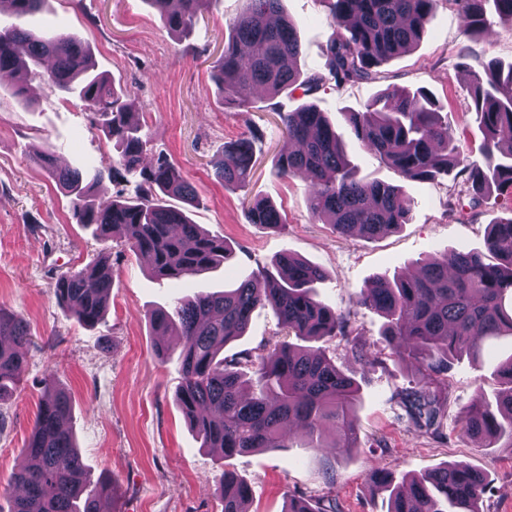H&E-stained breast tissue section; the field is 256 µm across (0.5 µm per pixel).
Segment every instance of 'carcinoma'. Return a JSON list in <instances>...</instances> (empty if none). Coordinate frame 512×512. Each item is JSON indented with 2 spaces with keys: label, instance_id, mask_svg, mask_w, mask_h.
Here are the masks:
<instances>
[{
  "label": "carcinoma",
  "instance_id": "cac0c4a2",
  "mask_svg": "<svg viewBox=\"0 0 512 512\" xmlns=\"http://www.w3.org/2000/svg\"><path fill=\"white\" fill-rule=\"evenodd\" d=\"M14 16L41 10L45 0H7ZM162 12L167 27L186 32L217 0H149ZM247 8L229 21L218 83L236 94L234 104L246 107L247 92L263 87L271 96L289 89L309 95L322 83L312 74L300 79L299 45L291 22L280 16L281 0H246ZM335 36L326 47L330 76L340 87L374 81L377 68L408 52L423 35L441 0H327ZM459 8L463 34L470 41L485 37L493 26L512 30V0H450ZM461 57L477 64L472 70L471 95L485 141L481 159L460 156L455 138L436 103L423 90L383 91L364 110L344 113V119L365 149L406 179L435 180L463 167L476 195L491 188L512 194V62L485 60L471 46ZM53 60L47 78L73 94L112 140V161L81 172L60 169L50 144L36 156L72 196L80 223L95 226L104 237L116 227L125 243L149 258L159 278H190L213 268L230 255L224 238L202 231L170 197L200 204L195 187L163 157L144 163L147 140L131 119L112 78L95 72L92 53L84 42L62 32L35 33L16 25H0V79L23 94L29 78L44 60ZM283 144L274 171L281 178L305 173L309 211L317 221L341 233L378 237L407 223L411 202L399 188L356 178L342 150L341 136L322 112L301 105L282 117ZM261 133L224 146V160L215 176L224 184L246 188L254 167V142ZM136 174L134 196L98 201L94 189L104 176L118 181ZM247 217L252 224L281 229L286 218L271 203L256 199ZM486 253L453 252L431 259L416 276L390 282L378 278L359 292L357 303L385 319L384 334L393 355L415 360L420 387L398 393L408 420L427 434L438 432L450 387L452 361L464 352L478 353L490 336H512V216L490 226ZM275 271L261 270L238 287L221 292L201 288L179 298L172 310L149 315L157 336L181 338L183 382L178 401L185 418L209 448L224 457L247 450L286 448L294 427L305 430L313 448H324L323 426L331 421L339 436L337 447L353 448L358 424L353 410L360 397L355 377L336 368L320 348L299 347L287 340H269L245 355L218 358L227 343L242 336L251 313L268 307L278 324L301 339L341 337L353 357L370 361L352 337L347 316L320 301L312 285L324 277L319 267L285 251ZM112 288V267L102 257L79 270L60 275L54 284L58 300L87 326L103 316ZM30 341L26 321L0 310V394L17 381L26 363ZM255 377L257 391L245 393ZM507 388L495 404L480 401L460 412L463 435L493 445L512 447V358L496 369ZM71 413L68 395L48 393L23 448L26 465L13 475L22 492L10 496L9 512H103L105 487L90 488L86 466L65 426ZM375 489L388 494L387 512H481L488 487L486 471L449 463L393 483L392 473L375 466ZM219 492L223 512H245L248 484L230 472L222 475ZM285 512H343L335 499L311 506L291 498Z\"/></svg>",
  "mask_w": 512,
  "mask_h": 512
}]
</instances>
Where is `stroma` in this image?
<instances>
[{
    "label": "stroma",
    "mask_w": 512,
    "mask_h": 512,
    "mask_svg": "<svg viewBox=\"0 0 512 512\" xmlns=\"http://www.w3.org/2000/svg\"><path fill=\"white\" fill-rule=\"evenodd\" d=\"M244 7L245 0H218L181 35L168 30L149 0H45L39 13L22 21L30 30L58 29L89 45L98 71L113 78L136 112L148 156L165 155L195 186L200 204L190 209L191 220L223 237L232 254L197 277L160 279L145 258L124 246L120 232L96 237L93 227L79 223L70 197L36 165L35 154L49 142L60 167H101L112 156L111 142L78 99L46 80H32L22 97L0 81V307L23 317L32 333L19 380L0 400V505L14 490L22 448L53 384L71 396L69 426L92 483L111 487L110 512H222L218 486L226 471L249 484L248 512H285L292 495L313 501L329 496L344 512H386V494L372 490L373 464L399 482L447 461L488 473L484 512H512V450L479 447L458 425L463 408L502 391L494 369L512 356V338H488L479 359L453 362L448 405L435 437L415 428L398 402L400 391L416 386L415 361L391 357L384 318L355 302L375 277L412 273L435 255L483 249L490 224L512 215L511 195L494 191L472 200L468 176L459 171L437 181L401 178L365 150L343 118L383 90L421 89L447 116L461 153L479 157L484 135L461 65L466 38L456 8L442 0L419 45L383 64L379 80L339 88L327 77L325 48L333 28L325 0H282L281 11L299 35L302 74L316 71L326 80L308 96L299 89L274 97L261 93L240 108L225 105L213 73L227 23ZM306 102L335 125L359 179L401 187L411 201L408 223L369 239L313 221L305 178L273 172L279 115ZM256 128L264 136L255 147L249 185H224L214 175V162L223 158L225 144ZM255 198L281 211L284 230L249 223L247 203ZM285 250L324 270L318 298L348 314L358 342L377 359L365 367L341 339L320 343L360 384L358 446L321 451L300 433L289 447L226 458L204 447L185 419L176 401L182 382L178 339L167 337L169 349L158 356L159 338L148 315L198 288L232 287L270 267ZM101 256L112 267V290L103 319L85 326L58 302L53 286L62 273ZM279 332L270 309H255L245 335L227 344L224 355L236 357Z\"/></svg>",
    "instance_id": "obj_1"
}]
</instances>
